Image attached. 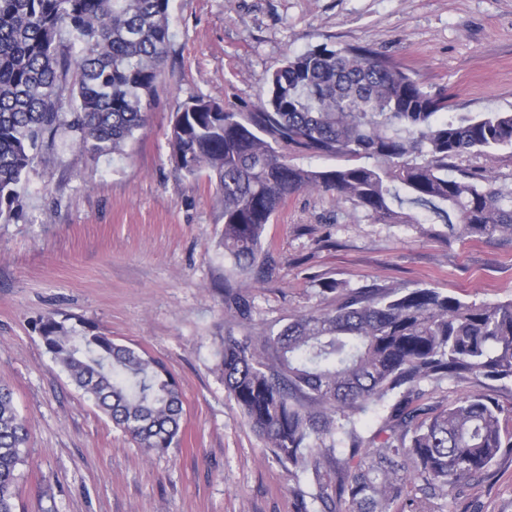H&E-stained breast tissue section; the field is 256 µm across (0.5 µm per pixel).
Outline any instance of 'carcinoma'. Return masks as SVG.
<instances>
[{"instance_id": "1", "label": "carcinoma", "mask_w": 512, "mask_h": 512, "mask_svg": "<svg viewBox=\"0 0 512 512\" xmlns=\"http://www.w3.org/2000/svg\"><path fill=\"white\" fill-rule=\"evenodd\" d=\"M170 45V0H0V219L18 207L22 176L66 125L91 155L120 152L149 121ZM401 65L372 49L316 46L286 58L253 112L195 96L174 113L169 145L186 179L215 182L224 256L245 278L268 276L262 238L288 198L322 190L382 224L418 215L458 240L512 235V190L448 174V160L512 147V113L448 115ZM372 159L305 168L288 152ZM336 307L288 317L257 338L224 337V388L266 448L310 474L320 512H437L512 461V406L480 390L423 402L424 382L512 384V299L466 301L435 288H349ZM243 319V291L224 289ZM37 329L75 386L147 452L175 445L179 384L159 360L48 314ZM380 410L385 438L365 446L361 416ZM29 435L0 385V512Z\"/></svg>"}]
</instances>
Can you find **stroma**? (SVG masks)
Returning a JSON list of instances; mask_svg holds the SVG:
<instances>
[{
  "label": "stroma",
  "mask_w": 512,
  "mask_h": 512,
  "mask_svg": "<svg viewBox=\"0 0 512 512\" xmlns=\"http://www.w3.org/2000/svg\"><path fill=\"white\" fill-rule=\"evenodd\" d=\"M170 31L150 120L124 153L90 157L60 129L22 180L19 212L0 220V384L29 425L17 512H296L309 481L273 458L227 397L225 335L333 308L322 280L512 299V239L379 224L304 190L266 225L274 274L248 288L251 319L233 318L224 287L241 278L224 256L215 186L183 178L168 144L190 97L254 111L285 58L318 45L370 47L447 90L451 114L512 113V0H171ZM448 172L510 189L512 148L458 157ZM50 311L165 364L184 401L175 447L144 453L75 389L35 327ZM439 512H512V462Z\"/></svg>",
  "instance_id": "1"
}]
</instances>
